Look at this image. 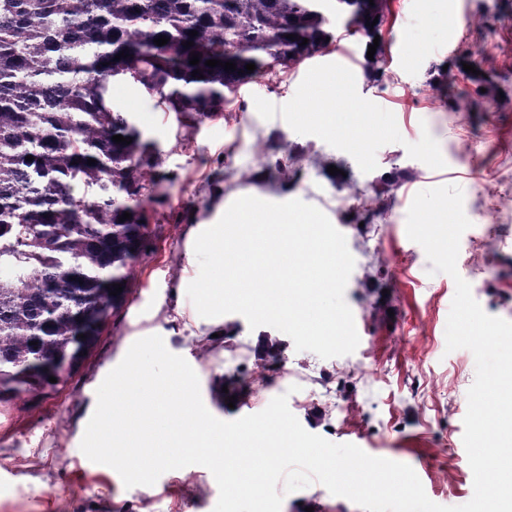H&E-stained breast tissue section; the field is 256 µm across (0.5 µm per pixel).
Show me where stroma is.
Returning <instances> with one entry per match:
<instances>
[{"mask_svg": "<svg viewBox=\"0 0 512 512\" xmlns=\"http://www.w3.org/2000/svg\"><path fill=\"white\" fill-rule=\"evenodd\" d=\"M389 8L378 73L366 38L340 19L326 50L242 85L216 117L192 121L113 84V105L155 147L150 236L130 268L126 304L67 383L0 405V512H213L219 489L203 466L128 488L80 449L97 388L133 342L154 334L194 369L214 417L255 414L284 394L307 431L411 466L433 502L472 498L463 418L475 359L446 349L455 283L432 273L406 217L419 191L461 187L472 226L458 272L487 314L512 321V0H389ZM484 72L494 92L483 93ZM343 74L359 116L340 131L319 114ZM283 161L286 181L276 171ZM246 195L314 205L343 233L355 261L345 290L360 338L352 354L296 350L285 333L250 328L239 314L224 315L223 337L200 339L186 294L199 267L187 260V242L197 225L214 223L220 204ZM373 197L379 216L351 221L358 199ZM266 338L281 344L279 363L262 352ZM227 377L247 384L231 406L217 393ZM309 507L361 512L317 482L285 494L281 512Z\"/></svg>", "mask_w": 512, "mask_h": 512, "instance_id": "obj_1", "label": "stroma"}]
</instances>
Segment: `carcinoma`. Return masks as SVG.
Returning <instances> with one entry per match:
<instances>
[{
    "label": "carcinoma",
    "instance_id": "carcinoma-1",
    "mask_svg": "<svg viewBox=\"0 0 512 512\" xmlns=\"http://www.w3.org/2000/svg\"><path fill=\"white\" fill-rule=\"evenodd\" d=\"M330 11L348 15L371 45L389 3L0 0L1 404L67 383L127 302V270L147 245L142 202L154 191L147 175L155 156L107 101L109 84H134L165 112L215 116L251 79L329 46ZM160 35L167 44L154 43ZM122 50L129 57L114 60ZM248 63L256 69L245 70ZM196 69L203 77L192 76ZM125 212L131 218L122 222ZM114 283L123 288L116 296Z\"/></svg>",
    "mask_w": 512,
    "mask_h": 512
}]
</instances>
